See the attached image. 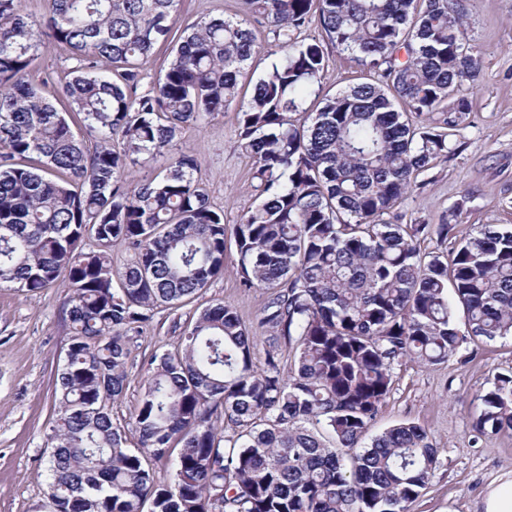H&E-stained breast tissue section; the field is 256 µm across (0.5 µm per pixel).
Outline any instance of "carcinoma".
<instances>
[{
    "label": "carcinoma",
    "instance_id": "cac0c4a2",
    "mask_svg": "<svg viewBox=\"0 0 512 512\" xmlns=\"http://www.w3.org/2000/svg\"><path fill=\"white\" fill-rule=\"evenodd\" d=\"M179 2L46 0L37 23L0 0V285L71 288L46 495L55 512H409L441 465L427 431L402 422L352 452L397 370L512 336V225L474 228L447 258L420 241L447 238L451 222L385 219L471 109L463 85L480 50L463 0H241L242 13L189 32ZM314 17L321 38H300ZM260 21L273 42L257 40ZM44 35L71 52L63 94L92 148L54 107L50 78L31 73ZM175 39L164 78L140 90L155 44ZM326 43L378 78L303 115ZM262 53L278 59L238 110L258 203L233 236L242 285L272 291L258 321L270 350L257 366L237 311L201 310L145 369L133 451L110 408L129 334L224 274L227 225L193 155L172 156L160 180L136 182L131 167L228 110ZM116 245L129 252L120 268ZM478 400V434L512 431V376ZM175 443L159 485L146 461Z\"/></svg>",
    "mask_w": 512,
    "mask_h": 512
}]
</instances>
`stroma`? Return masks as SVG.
I'll return each mask as SVG.
<instances>
[{
    "label": "stroma",
    "instance_id": "35a3bbf8",
    "mask_svg": "<svg viewBox=\"0 0 512 512\" xmlns=\"http://www.w3.org/2000/svg\"><path fill=\"white\" fill-rule=\"evenodd\" d=\"M468 35L481 48V72L448 146L447 156L419 177V184L395 209L399 223L437 224L448 211L458 219L447 239L429 235L422 252L447 253L482 224L512 225V0H468ZM239 0H181L177 26L239 13ZM327 71L307 111L368 73L335 49H326ZM173 151L194 155L212 206L224 222L236 224L256 203L252 165L240 146L238 110L230 108L202 125L185 129ZM235 244L224 254V274L177 308L155 311L141 334L130 337L128 383L112 405V418L129 422L137 407L144 370L154 355L173 349L174 322H188L218 304L236 308L256 325L270 293L246 288L238 274ZM65 281L38 294L0 288V512H41L42 476L49 450L54 382L68 348ZM512 372V337L481 345L464 343L448 362H407L369 426L370 435L401 422L424 427L440 450L442 465L410 512H481L490 488L512 480V433L478 434L476 397L495 376Z\"/></svg>",
    "mask_w": 512,
    "mask_h": 512
}]
</instances>
